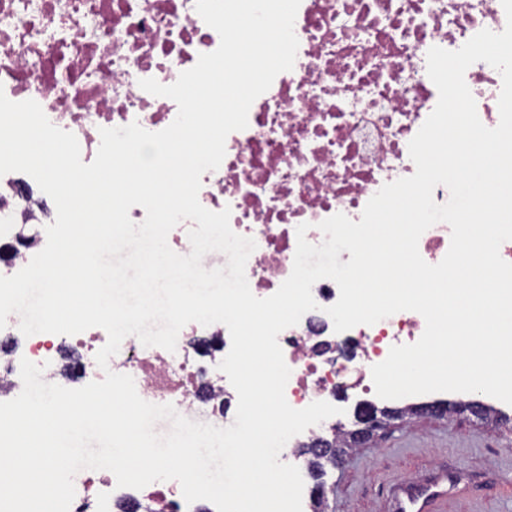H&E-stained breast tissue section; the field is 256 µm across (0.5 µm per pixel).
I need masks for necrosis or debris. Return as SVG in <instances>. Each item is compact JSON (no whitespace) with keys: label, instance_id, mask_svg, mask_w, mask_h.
<instances>
[{"label":"necrosis or debris","instance_id":"obj_1","mask_svg":"<svg viewBox=\"0 0 512 512\" xmlns=\"http://www.w3.org/2000/svg\"><path fill=\"white\" fill-rule=\"evenodd\" d=\"M505 27L501 0H301L292 70L253 102L247 128L229 134L220 167L203 174L198 195L208 210L230 209L232 230L255 241L245 273L256 297L271 296L289 277L298 225L308 224L307 241L321 244L322 221L337 213L360 221L384 184L414 174L408 145L439 97L427 74L429 49L456 50L481 30ZM219 44L195 0H0V90L14 102H38L55 126L76 136L87 164L101 129L168 127L176 103L145 92L140 80L173 84ZM465 81L481 122L497 126L499 72L477 62ZM33 183L22 172L0 176V245L15 251L0 260V276L16 274L45 246L47 203ZM312 295L316 309L278 336L291 370L287 402L337 407L354 395L377 403L372 366L391 347L418 341L424 318L400 311L338 333L326 312L339 298L337 284L318 280ZM19 324L12 314L0 329V396L20 390L27 359L42 366L46 382L70 389L109 370L129 372L147 402L217 427L234 421L238 396L218 368L231 347L223 324L188 323L172 352L126 337L105 370L95 360L108 339L102 328L27 337ZM74 487L69 512H122L129 503L142 512H192L177 483L121 488L108 473L86 475Z\"/></svg>","mask_w":512,"mask_h":512}]
</instances>
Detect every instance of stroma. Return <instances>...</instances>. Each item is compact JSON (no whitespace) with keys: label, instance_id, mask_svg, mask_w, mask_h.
Masks as SVG:
<instances>
[{"label":"stroma","instance_id":"1","mask_svg":"<svg viewBox=\"0 0 512 512\" xmlns=\"http://www.w3.org/2000/svg\"><path fill=\"white\" fill-rule=\"evenodd\" d=\"M446 466L481 498L482 512H512V431L469 415L395 421L329 470L328 512H385L394 483Z\"/></svg>","mask_w":512,"mask_h":512}]
</instances>
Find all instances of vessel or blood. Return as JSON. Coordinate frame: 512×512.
<instances>
[{"label": "vessel or blood", "mask_w": 512, "mask_h": 512, "mask_svg": "<svg viewBox=\"0 0 512 512\" xmlns=\"http://www.w3.org/2000/svg\"><path fill=\"white\" fill-rule=\"evenodd\" d=\"M468 493V486H449L448 473L441 470L419 482L393 485L389 512H452L456 500Z\"/></svg>", "instance_id": "1"}]
</instances>
